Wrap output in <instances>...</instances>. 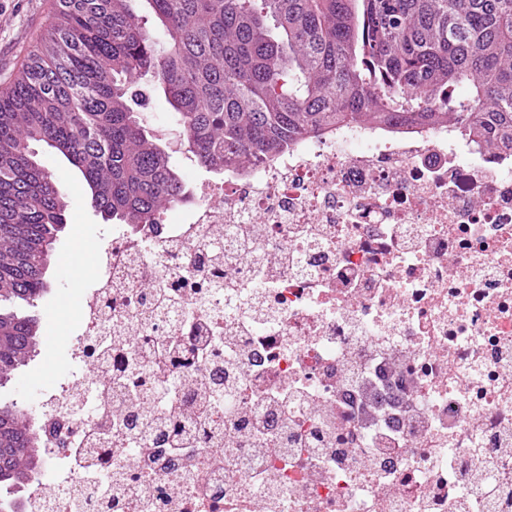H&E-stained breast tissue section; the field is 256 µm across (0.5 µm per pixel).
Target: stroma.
<instances>
[{
  "mask_svg": "<svg viewBox=\"0 0 512 512\" xmlns=\"http://www.w3.org/2000/svg\"><path fill=\"white\" fill-rule=\"evenodd\" d=\"M55 4L56 0H0V89L9 84L35 39L53 22ZM37 159L68 201L67 225L46 273L49 288L31 310L40 325V353L0 390V396L25 403L35 414L40 413L46 394L69 376L67 334L75 318L77 290L94 269L96 243L112 232L111 222L90 207L81 173L63 155L42 146Z\"/></svg>",
  "mask_w": 512,
  "mask_h": 512,
  "instance_id": "1",
  "label": "stroma"
}]
</instances>
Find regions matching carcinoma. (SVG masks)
<instances>
[{
  "instance_id": "obj_1",
  "label": "carcinoma",
  "mask_w": 512,
  "mask_h": 512,
  "mask_svg": "<svg viewBox=\"0 0 512 512\" xmlns=\"http://www.w3.org/2000/svg\"><path fill=\"white\" fill-rule=\"evenodd\" d=\"M58 0L0 91V388L39 346L36 306L68 207L33 145L65 156L104 219L154 224L190 200L129 105L150 74L180 145L221 174L345 124H446L477 151L512 146V0ZM29 410L0 403V512L46 468Z\"/></svg>"
}]
</instances>
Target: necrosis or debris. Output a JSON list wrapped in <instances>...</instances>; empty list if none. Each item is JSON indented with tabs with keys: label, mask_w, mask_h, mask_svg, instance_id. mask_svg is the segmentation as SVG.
Returning <instances> with one entry per match:
<instances>
[{
	"label": "necrosis or debris",
	"mask_w": 512,
	"mask_h": 512,
	"mask_svg": "<svg viewBox=\"0 0 512 512\" xmlns=\"http://www.w3.org/2000/svg\"><path fill=\"white\" fill-rule=\"evenodd\" d=\"M176 214L102 238L27 512H512L511 148L344 125ZM150 405L151 403L144 404L141 406V413L139 414V418L140 420L145 422L161 424L159 426L160 430L158 440L163 445L171 447L172 444H175V438L179 434V426L176 425L175 423L170 422H164V424H162V422L155 419L153 413L150 410Z\"/></svg>",
	"instance_id": "necrosis-or-debris-1"
}]
</instances>
